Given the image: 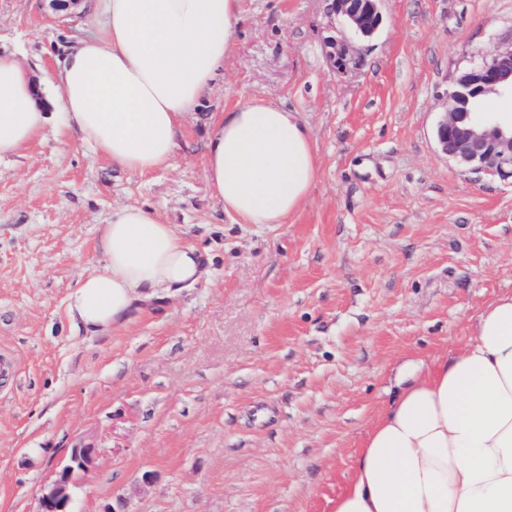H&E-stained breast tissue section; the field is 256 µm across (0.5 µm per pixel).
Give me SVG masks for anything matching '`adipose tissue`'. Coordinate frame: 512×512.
Masks as SVG:
<instances>
[{
    "label": "adipose tissue",
    "instance_id": "obj_1",
    "mask_svg": "<svg viewBox=\"0 0 512 512\" xmlns=\"http://www.w3.org/2000/svg\"><path fill=\"white\" fill-rule=\"evenodd\" d=\"M98 13L100 34L61 64L54 113L21 62L0 56V158L53 119L129 174L170 168L182 121L233 52L239 0H99ZM318 174L310 128L282 104L254 98L211 126L206 180L235 223H287ZM100 249L69 300L91 334L194 287L205 269L174 225L135 205L113 207ZM334 512H512V292L483 307L464 345L403 378Z\"/></svg>",
    "mask_w": 512,
    "mask_h": 512
}]
</instances>
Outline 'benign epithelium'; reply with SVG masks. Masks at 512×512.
Masks as SVG:
<instances>
[{"label": "benign epithelium", "instance_id": "benign-epithelium-1", "mask_svg": "<svg viewBox=\"0 0 512 512\" xmlns=\"http://www.w3.org/2000/svg\"><path fill=\"white\" fill-rule=\"evenodd\" d=\"M380 0H331V10L358 35L370 37L382 24ZM490 93L512 95V46L497 50L462 72L448 93V108L436 138L441 151L473 173L512 180V121L476 120L475 101ZM93 448H75L71 461L84 472L92 464ZM75 481L57 474L42 490L38 512H65L74 503Z\"/></svg>", "mask_w": 512, "mask_h": 512}]
</instances>
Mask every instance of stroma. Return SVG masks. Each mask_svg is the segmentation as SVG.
<instances>
[{
  "instance_id": "stroma-1",
  "label": "stroma",
  "mask_w": 512,
  "mask_h": 512,
  "mask_svg": "<svg viewBox=\"0 0 512 512\" xmlns=\"http://www.w3.org/2000/svg\"><path fill=\"white\" fill-rule=\"evenodd\" d=\"M95 4L0 0V54L54 96ZM239 4L171 168L129 175L55 122L0 160V512H38L87 447L75 512H333L398 365L462 345L512 292V184L436 142L456 77L512 45V0H381L368 38L329 0ZM251 98L315 139L317 183L285 224L233 223L210 196L209 127ZM118 204L176 225L206 273L88 336L69 298Z\"/></svg>"
}]
</instances>
